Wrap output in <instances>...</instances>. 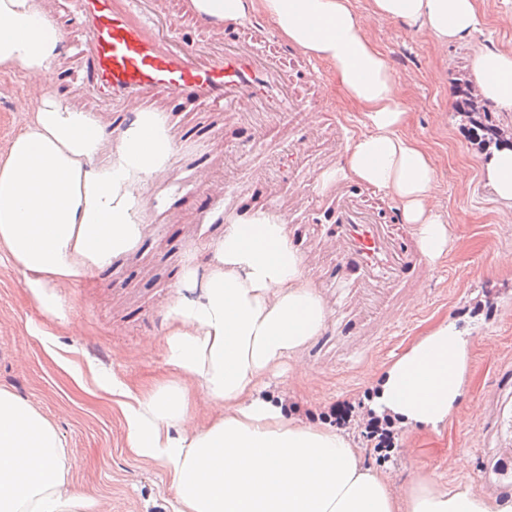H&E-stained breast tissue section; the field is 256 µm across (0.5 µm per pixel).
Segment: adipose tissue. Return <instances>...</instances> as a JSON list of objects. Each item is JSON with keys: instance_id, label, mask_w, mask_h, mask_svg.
Listing matches in <instances>:
<instances>
[{"instance_id": "ef3b65f1", "label": "adipose tissue", "mask_w": 512, "mask_h": 512, "mask_svg": "<svg viewBox=\"0 0 512 512\" xmlns=\"http://www.w3.org/2000/svg\"><path fill=\"white\" fill-rule=\"evenodd\" d=\"M256 13L309 57L323 61L363 110L366 133L351 140L338 174L397 202L428 261L451 243L437 204L438 160L403 135L410 115L393 67L369 34L370 22L398 21L440 43L478 30L476 0H371L368 17L352 0H234L235 17ZM66 34L40 0H0V78L38 85L28 122L0 147V255L48 318L64 316L62 285L83 280L138 239L142 188L164 173L174 151L165 123L150 112L115 138L91 113L54 93ZM473 84L483 102L512 112V53L477 47ZM166 313L169 374L131 388L96 366L75 372L111 395L139 457L161 466L174 512H512V499L439 484L424 475L398 485L366 467L339 429L288 419L263 395L269 375L326 327L327 308L286 226L232 224L205 276ZM469 340L448 321L430 325L374 377L373 409L409 430L439 431L471 385ZM213 408L204 423L192 411ZM65 444L27 401L0 387V512H86L67 486Z\"/></svg>"}]
</instances>
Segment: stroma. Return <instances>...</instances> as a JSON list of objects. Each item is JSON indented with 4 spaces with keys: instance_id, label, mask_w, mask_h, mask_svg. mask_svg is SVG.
<instances>
[{
    "instance_id": "35a3bbf8",
    "label": "stroma",
    "mask_w": 512,
    "mask_h": 512,
    "mask_svg": "<svg viewBox=\"0 0 512 512\" xmlns=\"http://www.w3.org/2000/svg\"><path fill=\"white\" fill-rule=\"evenodd\" d=\"M477 4L480 30L445 46L401 23H379L372 30L411 114L406 134L440 160L439 201L456 242L448 255L427 264L423 281L401 307L386 312L364 306L327 286L336 276L337 252L315 232L329 222L322 196L336 180L340 154L365 128L359 107L334 81L330 65L313 59L288 69L305 99L303 112L275 121L261 139L254 136L260 113L228 116L185 101L170 103L167 122L176 151L162 178L143 189L146 222L140 236L108 265L61 288L66 321L42 315L22 274L0 262V386L56 427L71 463L68 484L95 500L94 512H171L174 493L160 466L128 448L123 417L110 397L80 389L54 357L64 355L82 369L92 363L116 370L144 388L166 376L165 314L184 294L181 276L192 266L205 271L224 239V224L196 222L211 201L186 192L192 175L219 195L232 187L225 201L229 207L249 201L271 177L292 195L286 229L311 279L322 288L328 319L322 334L288 361L304 368V375L292 378L285 389L272 382L268 394L287 390L289 416L335 426L331 408L336 402L364 401L372 393L370 373L400 357L425 328L449 319L469 340L473 384L442 433L396 427L395 446L381 461L363 426L349 423L345 430L363 449L365 464L396 482L421 472L455 483L460 473L454 460L463 457L473 489L488 494L486 468L494 449L512 448V270L496 263L498 255L512 252V224L503 223L504 206L483 176L488 151L471 138L454 106L458 84L470 80L476 46L512 51V26L503 23L512 17V0ZM223 38L249 42L261 55L287 45L272 26L259 33L250 20L225 27ZM79 68L71 53L62 54L57 96L94 113L106 130H113L117 112L82 93L72 80ZM27 100L18 82L9 95L0 96V145L29 120ZM46 332L54 343L50 352L43 343Z\"/></svg>"
}]
</instances>
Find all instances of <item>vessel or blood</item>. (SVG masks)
I'll use <instances>...</instances> for the list:
<instances>
[{"instance_id": "b4317fda", "label": "vessel or blood", "mask_w": 512, "mask_h": 512, "mask_svg": "<svg viewBox=\"0 0 512 512\" xmlns=\"http://www.w3.org/2000/svg\"><path fill=\"white\" fill-rule=\"evenodd\" d=\"M162 0H71L81 30L83 84L128 116L149 111L154 98L171 96L213 111L248 112L260 100L293 112L303 100L290 90L274 62L218 37L198 44L179 36V17ZM334 222L326 235L357 287L399 293L416 285L425 257L417 240L395 235L359 203L350 186L336 182L324 197Z\"/></svg>"}]
</instances>
